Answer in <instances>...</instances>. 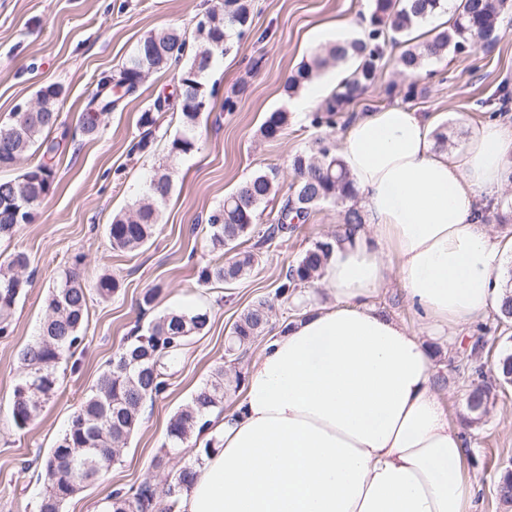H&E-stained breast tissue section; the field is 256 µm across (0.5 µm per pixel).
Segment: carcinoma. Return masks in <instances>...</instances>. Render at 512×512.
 Here are the masks:
<instances>
[{
    "label": "carcinoma",
    "instance_id": "obj_1",
    "mask_svg": "<svg viewBox=\"0 0 512 512\" xmlns=\"http://www.w3.org/2000/svg\"><path fill=\"white\" fill-rule=\"evenodd\" d=\"M452 13L449 26L427 39L412 43L407 36L431 18ZM512 13L509 0H372V7L363 34L338 42L302 63L283 82L284 95L292 97L328 63H342L355 58V70L325 99L311 118L321 126L332 122L336 113L360 100L377 86L387 43L403 45L398 57L401 72L411 79L406 97L419 94L416 78L426 64L440 60L449 52L466 53L474 48L491 49L502 37V24ZM208 33L191 40L180 28L169 26L150 33L143 39L150 49L136 48L118 74L102 77L86 103L80 117L84 134L96 133L105 115L117 107L120 98L106 90L113 81L124 85V93H134L142 83L140 73L148 75L166 70L176 62H184L181 74L187 83L180 84L181 130L169 147V157L176 160L196 148L200 120L204 110L212 108L214 92L207 90L203 74L213 60L224 55V45L232 38L245 35L252 28L250 0H219L207 9ZM62 88L48 84L36 92L39 109L14 112L13 121L0 127V167L16 163L25 153H40V162L13 180H0V239L10 237L17 227L34 220L36 208L49 193L54 179V158L59 143L42 137L58 125L59 99ZM170 110L168 98H157L141 113L138 124L144 128L132 150L145 153L152 149V128L161 115ZM289 112L269 113L261 134L275 140L288 126ZM294 181L289 192L279 195L276 171L255 173L224 196V202L208 216L207 232L213 248L235 252L226 260L219 255L202 267L199 281L231 283L258 261L259 250L277 239L295 232L297 225L309 221L311 213L324 204L342 207L339 231L317 240L294 263L288 265L280 278L275 298L284 302L301 293V289L321 275L336 242L352 236L364 224L361 207L349 173L336 151L323 139L315 141L311 152H300L289 159ZM174 165L151 178L145 193L134 206L115 215L108 225L112 248L136 251L153 237L159 224L161 206L173 186ZM280 199L277 214L264 228L258 227L267 204ZM253 241L252 249L236 251L237 246ZM82 259L74 257L71 265L57 275L46 300V316L35 340L20 353V377L13 390L11 416L15 426L23 429L35 418L40 408L58 389V368L83 340L80 335L88 312L89 289L82 282L79 266ZM30 265L23 251L14 253L0 263V332H6L8 318L27 287L21 271ZM102 298L116 294L120 280L101 276L94 285ZM274 304L268 299L256 301L234 324L229 354L245 355L252 342L266 329ZM210 316L206 310L185 312L169 310L152 321L144 334L123 345L98 376L90 392L85 394L68 426L42 460L47 483L38 505V512H62L64 504L87 484L106 477L116 463L120 448L137 429L141 406L147 400L163 395L167 389L166 368L187 345L190 338L206 333ZM488 378L484 366H470L468 407L482 415L494 403L497 387L512 384V349L501 351ZM224 366L215 369L192 396L187 408L177 412L166 431L167 450L153 460V467L166 464L168 455L184 444L195 432H203L208 416L224 408ZM213 438L198 449L196 458L178 469L167 483L164 512H176L180 496L189 487L201 463V456L215 450ZM502 503L512 506V472L505 471L497 485ZM156 494L150 480L128 491L117 489L103 506V512H157Z\"/></svg>",
    "mask_w": 512,
    "mask_h": 512
}]
</instances>
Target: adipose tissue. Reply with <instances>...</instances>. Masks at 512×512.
Returning <instances> with one entry per match:
<instances>
[{"mask_svg":"<svg viewBox=\"0 0 512 512\" xmlns=\"http://www.w3.org/2000/svg\"><path fill=\"white\" fill-rule=\"evenodd\" d=\"M434 124L400 105L353 114L338 155L364 223L323 269L331 299L252 362L178 512H472L466 435L436 392L433 353L376 300L400 283L440 335L499 304L512 238L482 216L512 181V125L484 122L443 152Z\"/></svg>","mask_w":512,"mask_h":512,"instance_id":"adipose-tissue-1","label":"adipose tissue"}]
</instances>
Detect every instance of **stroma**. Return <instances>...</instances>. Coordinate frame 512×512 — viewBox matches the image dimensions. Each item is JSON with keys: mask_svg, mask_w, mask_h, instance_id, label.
I'll return each instance as SVG.
<instances>
[{"mask_svg": "<svg viewBox=\"0 0 512 512\" xmlns=\"http://www.w3.org/2000/svg\"><path fill=\"white\" fill-rule=\"evenodd\" d=\"M215 3L0 0V127L11 122L17 105L35 100L40 86L55 83L63 88L60 120L51 131L60 143L52 188L32 222L20 225L11 239L0 240V261L16 251L31 259L23 273L28 286L12 312L8 334L0 336V512H35L45 492L39 459L56 444L81 398L135 328H147L171 309L201 308L211 317L209 332L190 339L169 364L166 393L146 404L138 429L109 476L69 499L64 512H96L112 491L137 487L147 478L156 490H163L171 474L196 453L194 443H185L165 468H153L171 417L190 402L216 366L247 374L268 337L300 313L295 302H275L266 336L240 360H231L228 337L240 315L259 298L273 299L282 270L313 242L334 235L341 222L340 206L317 207L291 237L263 249L258 264L240 280L201 284L198 272L213 252L196 222L222 204L238 183L272 169L280 186L289 187L290 155L308 150L321 136L340 142L350 112L391 105L437 114L449 148H462L488 115L486 100L500 85H512V25L493 51L478 48L429 62L427 90L410 100L404 97L407 81L396 64L400 49L390 45L379 88L336 115L333 126L313 127L308 114L294 112L283 136L268 141L261 137L260 126L268 112L286 106L285 77L322 51L318 31L350 19L363 20L371 0H251L252 34L232 39L230 50L216 58L204 77L218 98L235 100V111L205 114L197 150L175 163L172 192L152 240L133 253L113 249L109 224L165 167L169 142L180 128L178 113L167 112L153 133V151L134 154L130 147L141 134L138 118L156 96H175L178 72L171 68L149 75L138 94L126 98L123 109L109 113L95 135L82 133L80 115L98 79L117 74L144 37L170 25L195 35L199 15ZM387 85L393 86L392 95L384 94ZM77 255L86 285L107 273L121 280L122 287L108 299L91 295L81 329L83 341L60 368L56 396L25 429H17L10 409L19 353L39 333L57 271ZM155 286L161 289L155 303L141 305L143 294ZM511 336L512 327L500 324L491 309L455 335L432 338L438 393L448 403L451 423L471 417L459 356L480 337L485 345L478 359L492 366ZM467 444V473L479 486L474 512H512L496 494L502 472L512 468V385L500 387L488 413L471 423Z\"/></svg>", "mask_w": 512, "mask_h": 512, "instance_id": "stroma-1", "label": "stroma"}]
</instances>
